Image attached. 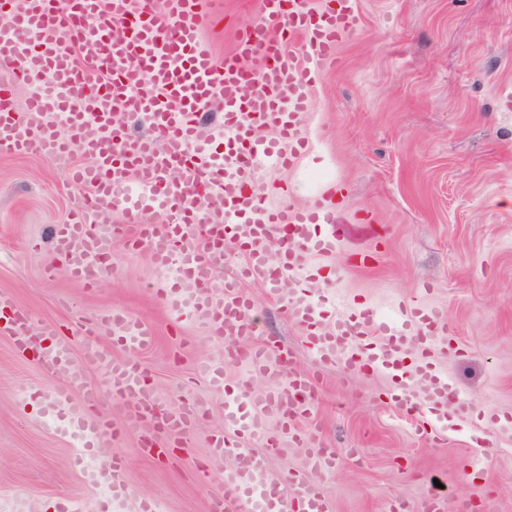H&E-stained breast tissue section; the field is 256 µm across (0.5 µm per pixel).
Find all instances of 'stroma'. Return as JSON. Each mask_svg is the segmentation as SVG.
I'll use <instances>...</instances> for the list:
<instances>
[{
	"label": "stroma",
	"instance_id": "stroma-1",
	"mask_svg": "<svg viewBox=\"0 0 512 512\" xmlns=\"http://www.w3.org/2000/svg\"><path fill=\"white\" fill-rule=\"evenodd\" d=\"M357 6L360 27L343 38L337 65L312 91L304 121L311 152L269 179L297 205L341 185L342 214L383 229L365 243L367 266L341 246L306 287L316 293L331 282L376 304L425 293L429 305L448 312L451 345L435 353L434 366L472 410L436 425L430 438L391 409L386 378L337 365L323 370L313 415L301 426L338 455L336 472L320 481L332 512H390L395 501L416 512L435 491L450 507L512 512V106L504 104L512 94V0ZM260 7L261 0H222L203 34L216 58L236 49L237 30L258 20ZM79 193L50 158L0 157V291L38 324L88 323L117 307L154 328L157 341L146 351L108 336L102 342L117 357L136 358L168 407L204 400L210 411L172 461L146 453L152 426L115 439L130 489L123 510L150 498L165 512H211L231 461L213 464L208 485L194 477L195 465L209 459V435L224 426V395L196 370L204 362L223 365L230 383L238 370L199 317L172 325L148 250L115 244L108 273L92 288L57 265L51 227L70 220ZM245 290L257 304V343L289 348L294 367L313 370L284 300L253 283ZM61 384L0 336V494L24 492L40 512H57L67 499L106 512L105 496L72 461V439L47 423L46 402ZM483 435L492 448L488 468L466 473Z\"/></svg>",
	"mask_w": 512,
	"mask_h": 512
}]
</instances>
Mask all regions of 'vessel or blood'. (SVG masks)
Listing matches in <instances>:
<instances>
[{
    "instance_id": "vessel-or-blood-1",
    "label": "vessel or blood",
    "mask_w": 512,
    "mask_h": 512,
    "mask_svg": "<svg viewBox=\"0 0 512 512\" xmlns=\"http://www.w3.org/2000/svg\"><path fill=\"white\" fill-rule=\"evenodd\" d=\"M217 0H165L156 16L152 0H10L9 34L0 33V155L38 153L69 164L73 147L90 159L71 167L81 186L68 223L54 225V253L72 278L99 282L112 260V244L148 248L155 264L174 269L161 293L174 316L193 312L224 341L225 364H240L247 378L232 389L224 427L211 434L215 458H231L223 474V495L213 512H332L318 484L335 472L338 457L302 431L319 386L313 374L294 370L287 350L248 345L257 332L256 308L243 289L249 281L269 296L285 283L296 292L285 307L303 330L319 368L345 363L393 381V408L418 424L463 414L468 401L457 396L446 376L433 368L447 313L411 296L397 305V319L380 316L363 300L351 301L337 289L314 294L305 289L316 274L317 258L335 254L372 226L347 223L337 208L314 202L302 207L271 194L259 171L290 170L312 149L303 120L316 77L332 68L342 37L361 22L355 0H262L263 19L243 28L238 51L216 61L200 36L216 20ZM107 82L94 80L97 72ZM37 81L26 113L15 112L11 88ZM224 104V120L205 129L200 121L214 101ZM132 112L151 134H123L118 114ZM271 137H262V130ZM176 214L170 224H115L113 215L140 209ZM243 263L214 282L229 252ZM0 326L19 354H33L45 373L63 386L50 402L65 433H79L82 446L74 461L94 453L99 470L111 480L106 494L122 504L129 497L124 464L110 443L115 428L93 411L101 392L120 401L123 428L142 429L159 406L142 364L114 358L100 336L133 349L154 346L153 328L121 309L99 315L87 327L64 329L43 323L48 346L30 336L31 318L0 292ZM79 365H72V357ZM103 374L91 383L87 370ZM274 389L252 391L255 376ZM209 411L206 402L169 413L158 430L185 440ZM281 455L286 444L306 450L305 471L282 474L271 469L253 441Z\"/></svg>"
}]
</instances>
